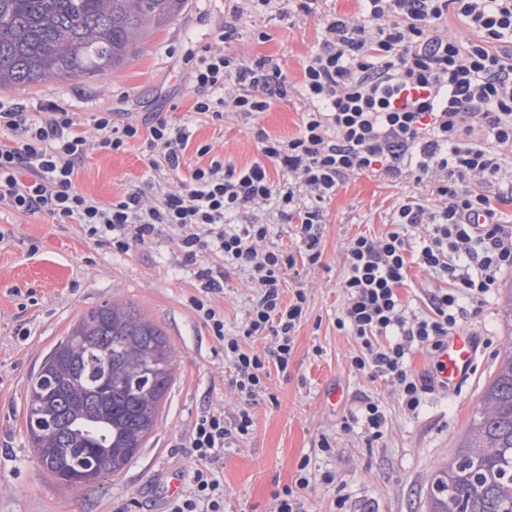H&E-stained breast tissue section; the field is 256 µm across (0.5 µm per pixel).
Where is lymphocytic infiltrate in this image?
I'll list each match as a JSON object with an SVG mask.
<instances>
[{"label":"lymphocytic infiltrate","instance_id":"obj_1","mask_svg":"<svg viewBox=\"0 0 512 512\" xmlns=\"http://www.w3.org/2000/svg\"><path fill=\"white\" fill-rule=\"evenodd\" d=\"M284 2L240 0L220 41L233 38L243 18L286 19ZM356 2L352 14L324 16L321 47L301 64L298 132L281 139L256 129L263 159L240 170L225 168L212 144L193 143L185 124L159 119L118 126L101 112L86 131L75 112L58 103L33 115L0 100V207L81 224L89 237L107 238L121 251L151 243L164 227L188 260L205 251L221 259L198 270L202 293L190 303L223 343L243 406L231 422L220 409L197 417L189 435L190 485L165 512H224V474L215 464L231 439L249 435L251 408L272 371H287L306 315L303 289L283 294L294 255L266 246V222L234 225L241 210L266 205L280 219L297 220L303 253L314 264L322 256L320 204L345 178L377 171L431 184L436 203L402 202L388 231L348 242L346 301L336 319L337 330L358 345L351 368L387 383L409 413L435 381L412 372L408 351H439L463 325V300L481 302L512 269V230L500 223L488 193L501 184L512 192V174L502 168L512 151V0ZM452 18L461 31L449 30ZM188 62L192 109L208 119L232 112L249 121L288 97L286 76L268 59L247 62L206 48ZM138 139L157 152L150 166L159 199L134 191L102 205L76 190L75 175L90 151L119 152ZM190 150L207 165L184 169ZM270 161L287 172L283 184L271 183ZM182 170L186 178L168 188L167 176ZM300 185L312 197L302 208ZM229 265L248 271L256 293L234 336L225 333L224 314L213 303L224 292ZM413 265L443 286L428 296V312L410 316L399 290ZM245 339L269 346L247 350ZM386 425L384 408L370 397L341 421L342 429H360L370 442L383 438Z\"/></svg>","mask_w":512,"mask_h":512}]
</instances>
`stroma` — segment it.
<instances>
[{
	"instance_id": "1",
	"label": "stroma",
	"mask_w": 512,
	"mask_h": 512,
	"mask_svg": "<svg viewBox=\"0 0 512 512\" xmlns=\"http://www.w3.org/2000/svg\"><path fill=\"white\" fill-rule=\"evenodd\" d=\"M236 0H187L184 11L144 42L140 52L114 73L94 79L0 88V99L29 109L54 100L76 112L85 129L111 112L116 123L148 118L190 120L193 139L210 143L225 167L240 169L261 160L257 140L237 115L214 122L192 113L188 93V50H224L243 59L266 57L288 80V100L260 114L259 125L273 136L297 133L304 108L296 89L303 60L319 46L320 17L347 14L353 0H319L311 15L288 21L255 20L223 43L215 32ZM152 157L146 142L125 150L88 154L75 187L99 203L146 190ZM428 201V187L376 173L349 176L322 205L318 263L298 262L285 274L286 288L304 289L306 316L296 336L287 372H272L267 394L252 409L250 434L232 441L218 463L224 473V512H273L275 493L295 478L302 459L311 461L307 512H336L345 497L348 512H422L435 470L447 462L473 415L482 389L495 370L498 350L512 340L502 321L512 271L502 275L482 303H467V329L480 348L471 377L453 391L425 394L417 412L402 410L391 388L351 369L356 343L336 329L344 303L343 253L355 236L388 230L393 209L408 198ZM0 512H163L171 473L188 481L192 466L188 432L209 409L235 416L241 400L231 384L224 348L192 308L200 294L197 265L185 261L175 240L159 232L148 246L113 248L85 235L81 225L60 224L45 214L20 215L0 209ZM34 289L36 304L21 305L13 289ZM254 292L249 275L226 267L224 330H238ZM112 301L133 304L169 336L177 351L175 381L156 431L123 474L72 489L57 484L38 464L26 440L25 400L30 380L56 343L81 314ZM341 397L329 404L325 394ZM379 400L388 417L382 440L367 442L359 431L341 428L343 416L363 397ZM335 451L322 453L320 437ZM333 482H325V475Z\"/></svg>"
}]
</instances>
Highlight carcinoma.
<instances>
[{"instance_id":"1","label":"carcinoma","mask_w":512,"mask_h":512,"mask_svg":"<svg viewBox=\"0 0 512 512\" xmlns=\"http://www.w3.org/2000/svg\"><path fill=\"white\" fill-rule=\"evenodd\" d=\"M185 0H0V87L114 72ZM177 351L130 303L88 311L32 378L27 433L41 466L69 486L93 469L120 474L149 440ZM457 451L427 489L425 512H512V342L497 354Z\"/></svg>"}]
</instances>
